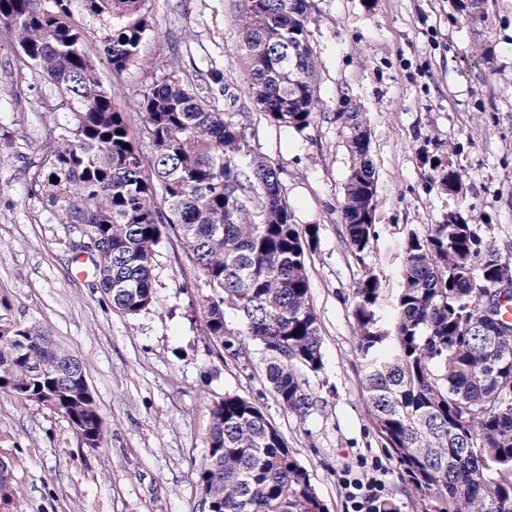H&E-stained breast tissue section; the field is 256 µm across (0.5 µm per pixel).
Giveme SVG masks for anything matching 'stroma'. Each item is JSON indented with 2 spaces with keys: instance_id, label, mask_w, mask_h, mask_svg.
<instances>
[{
  "instance_id": "stroma-1",
  "label": "stroma",
  "mask_w": 512,
  "mask_h": 512,
  "mask_svg": "<svg viewBox=\"0 0 512 512\" xmlns=\"http://www.w3.org/2000/svg\"><path fill=\"white\" fill-rule=\"evenodd\" d=\"M244 0H152L154 29L141 62L114 77L102 55L103 24L86 25L85 50L104 87L131 113L168 64L226 113H244L256 156L279 168L297 224H316L308 260L324 366L309 375L318 407L305 421L284 413L258 363L220 360L204 332L200 274L176 240L157 248V302L136 317L115 314L73 262L66 226L50 220L27 179L41 165L67 99L35 73L16 83V48L0 33V307L48 327L85 364L104 422L103 447L83 446L49 410L0 395V458L18 490L17 512H204L197 486L210 409L225 394L254 399L294 448L329 512H349L346 485L377 477L400 512H420L362 405L353 289L381 282L389 320L400 286L401 245L448 213L475 215L501 261L512 265V0H489V24L472 29L458 0H312L310 41L325 116L298 132L270 121L247 94L239 49ZM488 62L471 55L474 44ZM364 108L377 182V238L363 258L344 243L340 203L350 170L343 98ZM452 157L463 190L430 180L436 157Z\"/></svg>"
}]
</instances>
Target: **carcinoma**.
Wrapping results in <instances>:
<instances>
[{
    "label": "carcinoma",
    "instance_id": "cac0c4a2",
    "mask_svg": "<svg viewBox=\"0 0 512 512\" xmlns=\"http://www.w3.org/2000/svg\"><path fill=\"white\" fill-rule=\"evenodd\" d=\"M76 1L104 22L102 52L118 78L140 62L153 29L150 0H0V29L19 50L17 74L34 71L72 106L45 141L28 190L56 223L90 233L92 287L123 316L156 303L157 247L171 231L212 285L201 293L202 309L218 355L248 365L259 354L280 408L306 420L318 402L306 376L323 368L307 268L320 225L295 224L279 169L257 159L245 125L212 108L173 64L140 94V132L132 135L72 21ZM310 8V0H247L240 28L255 107L300 132L324 116ZM460 8L473 27L487 25V0H460ZM362 117L350 97L336 113L352 158L341 219L357 258L376 238L370 140L356 134ZM432 180L455 192L463 174L452 158L438 159ZM502 267L479 225L456 212L424 235L408 231L390 325L378 315L375 275L365 273L353 289L369 420L433 512H512V322L489 308ZM228 309L243 328L228 326ZM0 330L12 339L0 346V393L59 409L86 447H102L103 419L82 360L39 324L0 313ZM198 486L206 512H327L281 432L239 395L211 408ZM16 500L13 480L0 478L7 512Z\"/></svg>",
    "mask_w": 512,
    "mask_h": 512
}]
</instances>
